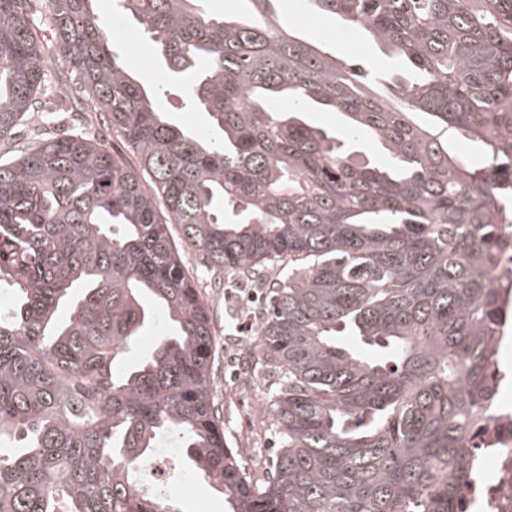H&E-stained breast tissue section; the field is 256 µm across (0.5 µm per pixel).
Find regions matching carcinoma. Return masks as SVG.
I'll return each mask as SVG.
<instances>
[{
  "label": "carcinoma",
  "mask_w": 512,
  "mask_h": 512,
  "mask_svg": "<svg viewBox=\"0 0 512 512\" xmlns=\"http://www.w3.org/2000/svg\"><path fill=\"white\" fill-rule=\"evenodd\" d=\"M114 2L190 77L207 130L171 122L118 61L97 0H0V139L45 111L46 22L80 111L134 158L83 133L0 157V452L22 440L0 457V512H183L139 486L161 437L224 512H467L465 442L512 307L493 273L512 220V0H305L366 31L390 73L298 37L278 0L244 16ZM314 103L342 126L308 124ZM364 135L388 164L359 158ZM189 251L229 281L284 271L258 337L278 380L262 479L224 446ZM158 310L152 351L118 369Z\"/></svg>",
  "instance_id": "carcinoma-1"
}]
</instances>
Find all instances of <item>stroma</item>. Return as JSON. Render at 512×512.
Returning a JSON list of instances; mask_svg holds the SVG:
<instances>
[{"label": "stroma", "instance_id": "35a3bbf8", "mask_svg": "<svg viewBox=\"0 0 512 512\" xmlns=\"http://www.w3.org/2000/svg\"><path fill=\"white\" fill-rule=\"evenodd\" d=\"M280 9L283 16L295 24L302 38L325 48L338 59L363 62L380 71L388 69V62L364 33L320 19L305 10L302 0H281ZM98 10L106 21L113 52L140 81L154 88L170 119L183 127L204 128L207 121L204 113L187 112L180 107L183 90L169 81L158 67L154 46L143 29L113 10L112 0H99ZM52 101L57 105L55 111L32 113L9 139L0 140V155L16 154L19 146L34 138L66 131L89 134L111 152L123 153L124 147L111 126L97 115L76 111L66 90H55ZM187 259L213 317L215 401L223 416L224 443L234 450L239 463L250 473L257 477L264 475L275 446L268 413L272 377L258 364L255 333L238 334L234 321L225 319L224 309L229 302L224 298V285L215 280L200 257L191 253ZM228 351L239 360V369L228 365L224 358ZM168 486L181 499L184 512H224L222 500L201 478L192 474L183 459H176L168 475Z\"/></svg>", "mask_w": 512, "mask_h": 512}]
</instances>
